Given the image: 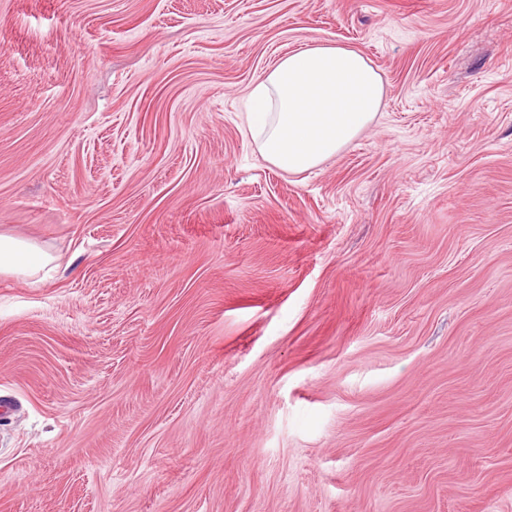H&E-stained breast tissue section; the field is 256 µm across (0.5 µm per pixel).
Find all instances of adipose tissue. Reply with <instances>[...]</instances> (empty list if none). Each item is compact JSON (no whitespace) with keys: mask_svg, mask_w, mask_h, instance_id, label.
<instances>
[{"mask_svg":"<svg viewBox=\"0 0 512 512\" xmlns=\"http://www.w3.org/2000/svg\"><path fill=\"white\" fill-rule=\"evenodd\" d=\"M382 105V79L361 52L307 44L258 80L247 124L267 162L298 174L356 139ZM54 261L30 240L0 232V276L35 278Z\"/></svg>","mask_w":512,"mask_h":512,"instance_id":"ef3b65f1","label":"adipose tissue"}]
</instances>
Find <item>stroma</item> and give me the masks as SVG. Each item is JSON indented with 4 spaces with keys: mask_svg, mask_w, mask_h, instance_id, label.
I'll return each mask as SVG.
<instances>
[{
    "mask_svg": "<svg viewBox=\"0 0 512 512\" xmlns=\"http://www.w3.org/2000/svg\"><path fill=\"white\" fill-rule=\"evenodd\" d=\"M312 43L371 124L280 171ZM0 512H512V0H0ZM278 60L250 93L248 130L262 157L298 174L352 142L383 105V83L358 50L307 44ZM55 261L30 240L0 232V276L36 278Z\"/></svg>",
    "mask_w": 512,
    "mask_h": 512,
    "instance_id": "obj_1",
    "label": "stroma"
}]
</instances>
